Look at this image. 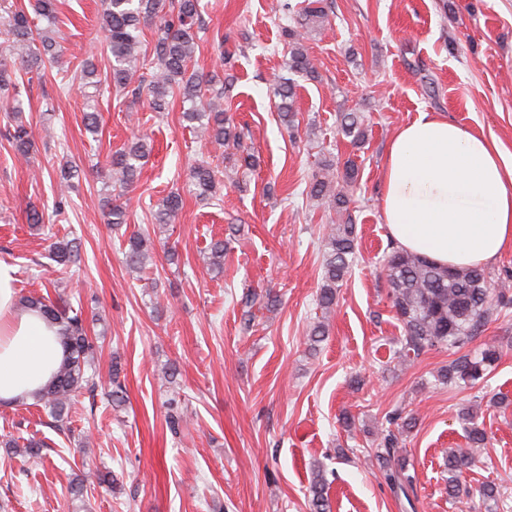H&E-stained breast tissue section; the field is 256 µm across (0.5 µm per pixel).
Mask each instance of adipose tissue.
Returning a JSON list of instances; mask_svg holds the SVG:
<instances>
[{"mask_svg": "<svg viewBox=\"0 0 512 512\" xmlns=\"http://www.w3.org/2000/svg\"><path fill=\"white\" fill-rule=\"evenodd\" d=\"M381 213L400 248L454 270L512 250V163L495 140L423 112L389 142ZM0 262V404L31 400L63 358L55 327L18 307Z\"/></svg>", "mask_w": 512, "mask_h": 512, "instance_id": "1", "label": "adipose tissue"}]
</instances>
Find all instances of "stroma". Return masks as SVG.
<instances>
[{
    "instance_id": "1",
    "label": "stroma",
    "mask_w": 512,
    "mask_h": 512,
    "mask_svg": "<svg viewBox=\"0 0 512 512\" xmlns=\"http://www.w3.org/2000/svg\"><path fill=\"white\" fill-rule=\"evenodd\" d=\"M196 51L212 71L220 50L232 52L233 77L223 107L244 128L243 144L258 159L235 169L223 147L200 139L182 118V103L153 111L103 87L99 135L84 128L88 101L61 73L21 85L0 98V262L15 270L18 297L44 294L52 283L80 292L86 324L102 345L94 359L99 386L75 397L69 419L84 446L49 428L32 403L0 405V512H310L316 469L328 482L331 512H484L482 484L499 490L497 512H512V309L494 312L463 348L397 358L402 326L381 273L390 243L381 216L382 166L389 141L419 113L433 112L495 139L512 156V0H328V18L304 41L317 77H297L294 128L279 119L273 86L287 76L282 30L298 28L278 0H200ZM102 0H57L63 60L76 68L110 53L100 28ZM21 101L33 148L19 159L10 139L13 101ZM354 112L366 130L361 145L340 132ZM136 136L152 152L128 193L127 228L106 224L102 209L114 151ZM224 162L220 197L197 198L193 161ZM335 160L333 181L351 199L356 255L323 313L322 237L335 212L307 198L320 160ZM353 160L358 177L343 180ZM78 164L82 178L61 187L59 166ZM183 207L168 231L154 213L170 192ZM61 216H54L56 206ZM49 215L28 224L29 209ZM151 231L143 274L125 264L127 232ZM75 239L81 261L42 269L50 235ZM223 241V271L207 272L210 245ZM173 247L167 259L165 247ZM257 300L244 307L242 296ZM277 298L267 307V295ZM328 336L310 344V326ZM501 357L476 385L441 383L461 353L484 344ZM120 362L124 404L108 400L113 362ZM174 369L172 382L162 381ZM188 404L189 424L173 434L169 398ZM470 411L487 444L462 475L471 498L446 491L449 449L468 445L461 420ZM414 426L399 436L417 473L414 510L404 508L369 457L372 433L387 415ZM354 416L345 430L342 414ZM50 442L41 465L27 463L4 440ZM108 471L78 500L70 482Z\"/></svg>"
}]
</instances>
